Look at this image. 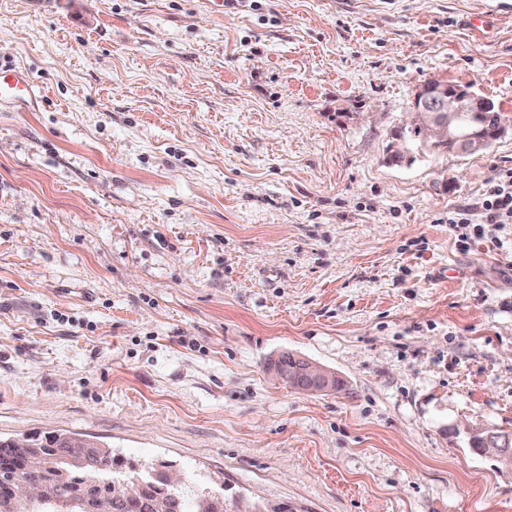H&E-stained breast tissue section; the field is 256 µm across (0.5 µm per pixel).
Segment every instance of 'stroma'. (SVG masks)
<instances>
[{
	"label": "stroma",
	"instance_id": "obj_1",
	"mask_svg": "<svg viewBox=\"0 0 512 512\" xmlns=\"http://www.w3.org/2000/svg\"><path fill=\"white\" fill-rule=\"evenodd\" d=\"M0 437L73 434L228 512H512V0H0ZM505 117L396 166L427 82ZM287 350L338 391L276 381ZM34 94L27 75L16 67H2L0 64V103L20 105ZM448 224L458 232V241L464 245H469L472 239H483L485 226L501 228L512 224V167L496 170L487 183L479 207L461 206L449 210ZM483 434V441L489 448L487 449V455L501 461L505 466L512 467V434H505L495 432L493 430H487L480 433L471 434Z\"/></svg>",
	"mask_w": 512,
	"mask_h": 512
}]
</instances>
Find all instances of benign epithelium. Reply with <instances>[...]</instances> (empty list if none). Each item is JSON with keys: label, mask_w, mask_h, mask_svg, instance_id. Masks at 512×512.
Segmentation results:
<instances>
[{"label": "benign epithelium", "mask_w": 512, "mask_h": 512, "mask_svg": "<svg viewBox=\"0 0 512 512\" xmlns=\"http://www.w3.org/2000/svg\"><path fill=\"white\" fill-rule=\"evenodd\" d=\"M488 103L471 92L462 93L452 90L444 84L422 86L416 92L410 112L407 113L401 127L421 129V147L433 146L445 141L452 145L453 151L468 154L483 147L489 140L498 139L505 131V124L497 125L493 136H488L477 126L464 127L458 115L472 112L479 115L488 111ZM411 150L401 137L391 146L389 159L394 163H403L410 159ZM302 364L303 384L309 392H326L336 384V374L329 369L309 360L294 357ZM483 441L487 444V455L512 467V434L487 430L483 432ZM13 448H27L25 458L30 466L42 471L45 479L31 481L20 475L12 480V493L8 502L45 504L68 512L72 507H80L83 512H96L105 502L124 497L140 498L145 508L158 512L163 501L182 484V476L169 467H145L134 476L114 477L108 459L112 450L104 453V460L95 462L85 456V447L91 441L60 434H48L43 441L23 436L6 440ZM84 470L85 476L78 491L67 499L53 498L48 493L52 482H67L74 470ZM201 500L210 506V512H223L224 496L210 487L200 488Z\"/></svg>", "instance_id": "benign-epithelium-1"}]
</instances>
